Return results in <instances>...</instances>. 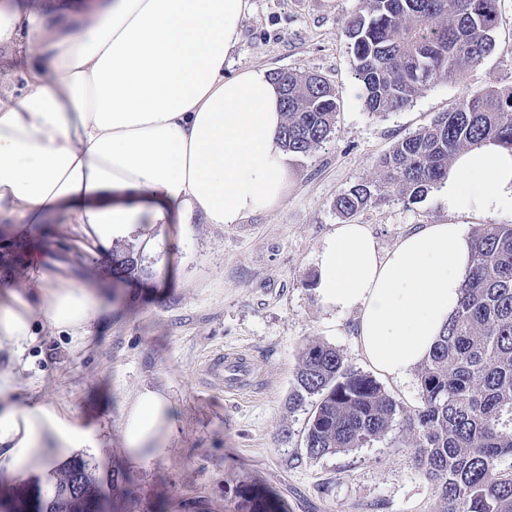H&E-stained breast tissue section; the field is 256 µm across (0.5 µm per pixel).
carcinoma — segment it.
I'll list each match as a JSON object with an SVG mask.
<instances>
[{"label": "carcinoma", "mask_w": 512, "mask_h": 512, "mask_svg": "<svg viewBox=\"0 0 512 512\" xmlns=\"http://www.w3.org/2000/svg\"><path fill=\"white\" fill-rule=\"evenodd\" d=\"M499 0H361L346 23L353 78L365 109L397 112L433 85L480 64L493 50ZM285 110L282 146L307 154L330 139L335 89L320 76L276 71ZM486 143L512 148V88L465 93L448 112L399 140L380 158L381 178L356 183L336 200L348 218L396 191L409 202L445 186L461 152ZM472 266L456 312L422 362L421 405L406 411L374 378L328 345L309 347L290 403L318 397L305 447L320 457L361 448L397 417L413 434L414 458L434 482L440 512H512V225L483 224L471 237ZM138 269L131 253L112 254V275ZM100 483L75 459L51 485L0 497V512H107Z\"/></svg>", "instance_id": "carcinoma-1"}]
</instances>
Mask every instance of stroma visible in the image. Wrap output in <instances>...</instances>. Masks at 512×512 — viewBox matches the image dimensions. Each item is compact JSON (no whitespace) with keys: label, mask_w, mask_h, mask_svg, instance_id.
<instances>
[{"label":"stroma","mask_w":512,"mask_h":512,"mask_svg":"<svg viewBox=\"0 0 512 512\" xmlns=\"http://www.w3.org/2000/svg\"><path fill=\"white\" fill-rule=\"evenodd\" d=\"M225 76L252 66L325 77L340 110L327 143L289 154L283 205L224 226L143 224L115 240L134 252L140 270L107 281L108 257L69 259L77 243L57 240L48 276L75 284L107 281L106 311L82 346L44 332L23 359L0 349V371L15 377L13 399L54 405L97 427L103 441L82 453L102 490L126 512H261L265 494L287 512H437L438 492L418 467L408 431L396 427L363 447L309 456L304 442L314 399L288 405L294 375L312 345L335 347L354 369L376 377L411 411L420 404L417 375L396 381L362 357L355 316L323 308L314 293L316 255L342 221L337 198L378 179L377 160L400 139L454 107L468 90L512 86V0H501L493 52L450 81L432 86L399 112L376 116L355 93L345 25L360 0H253ZM440 191L409 202L399 195L353 216L380 250L424 224L444 220ZM161 236L160 250L143 235ZM228 351L247 353L257 377L246 390L225 392L215 365ZM172 403L169 453L141 466L126 461L120 421L142 389ZM119 469L133 484L112 486Z\"/></svg>","instance_id":"stroma-1"}]
</instances>
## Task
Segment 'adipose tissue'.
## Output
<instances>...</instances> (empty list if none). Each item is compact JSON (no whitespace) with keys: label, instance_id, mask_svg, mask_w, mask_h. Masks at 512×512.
Listing matches in <instances>:
<instances>
[{"label":"adipose tissue","instance_id":"adipose-tissue-1","mask_svg":"<svg viewBox=\"0 0 512 512\" xmlns=\"http://www.w3.org/2000/svg\"><path fill=\"white\" fill-rule=\"evenodd\" d=\"M250 0H0V49L24 86L0 100V221L14 239L58 224L92 254L134 225L238 224L280 207L288 155L269 72L225 76ZM446 222L380 250L366 225L340 224L317 258L326 309L357 315L369 364L407 378L454 312L471 262L459 216L512 210V150L459 154ZM106 309L91 284L35 274L0 299V344L23 356L41 329L82 344ZM0 373V466L23 475L85 450L98 433L51 405L12 401ZM169 399L144 389L121 421L127 460L165 455Z\"/></svg>","mask_w":512,"mask_h":512}]
</instances>
